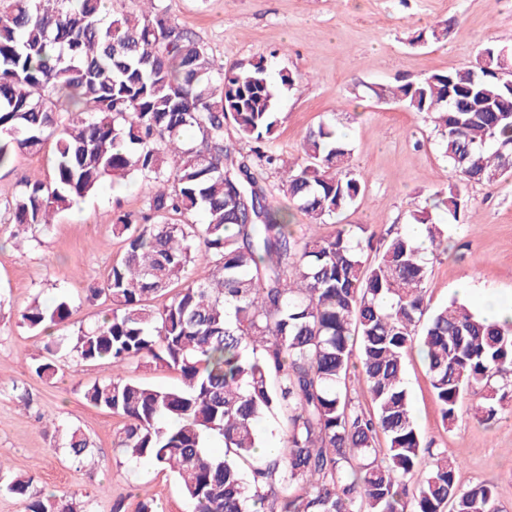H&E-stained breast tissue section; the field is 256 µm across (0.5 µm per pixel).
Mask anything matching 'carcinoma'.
I'll use <instances>...</instances> for the list:
<instances>
[{
  "label": "carcinoma",
  "mask_w": 512,
  "mask_h": 512,
  "mask_svg": "<svg viewBox=\"0 0 512 512\" xmlns=\"http://www.w3.org/2000/svg\"><path fill=\"white\" fill-rule=\"evenodd\" d=\"M108 2L0 0V168L49 140L53 156L50 176L25 179L0 225L46 228L106 176L148 187L142 223L113 224L123 254L91 289L112 309L50 340L36 374L55 373L63 345L86 362L150 357L178 372L176 388L115 376L83 397L121 418L116 447L173 473L195 512H502L490 485L462 488L446 452L425 453L404 355L418 347L444 425L469 395L472 417L488 425L512 400V323H489L457 300L428 313V259L406 231L338 224L363 180L334 125L309 130L302 156L280 163L269 149L278 95L265 60L224 69L166 0L121 13ZM450 33L433 27L416 42ZM501 52L486 46L464 69L374 91L434 123L452 174L435 207L450 222L466 208L463 187L512 171ZM229 125L248 150L227 142ZM269 168L282 169L285 208L259 177ZM296 211L336 233L296 234ZM410 218L437 254L445 223L420 210ZM199 264L200 279L191 276ZM70 316L61 300L22 320L47 331ZM354 379L371 410L353 396ZM274 411L286 419L282 451L263 460L259 423ZM213 436L223 453L207 450ZM67 445L76 459L89 449L78 429ZM33 481L0 460V486L23 512H79L73 494L43 496Z\"/></svg>",
  "instance_id": "1"
}]
</instances>
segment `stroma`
<instances>
[{"mask_svg":"<svg viewBox=\"0 0 512 512\" xmlns=\"http://www.w3.org/2000/svg\"><path fill=\"white\" fill-rule=\"evenodd\" d=\"M172 16L192 30L224 67H248L275 57L296 86L278 101L272 142L284 159L301 155L306 132L333 122L353 149L363 192L343 223L386 231L409 222L415 209H432L435 192L451 179L440 137L426 114L377 98L376 88L416 82L470 65L488 44L512 54V0H167ZM453 22L446 43L414 44L419 30ZM47 152L20 154L0 170V218L23 179L47 178ZM143 185L105 178L95 192L58 214L48 229H33L37 245L0 233V457L15 473L33 476L35 491L74 492L84 512H194L173 474L147 460L132 461L114 446L118 416L89 405L84 387L114 376L155 387L178 386L176 372L148 359L124 369L107 360H57L54 378L31 368L46 355L50 336H68L109 309L90 298L123 252L112 233L117 215L137 213ZM467 210L453 224L448 248L434 260L426 282L430 307L452 298L473 304L474 291L512 295V176L463 191ZM68 300L71 317L52 333L30 330L22 312L33 302ZM406 388L417 427L432 450L459 463L456 479L467 487L493 485L504 512H512V414L490 425L460 413L453 428L442 423L429 377L417 351L406 355ZM50 415L55 426H44ZM81 429L93 448L83 461L65 449L70 429Z\"/></svg>","mask_w":512,"mask_h":512,"instance_id":"35a3bbf8","label":"stroma"}]
</instances>
